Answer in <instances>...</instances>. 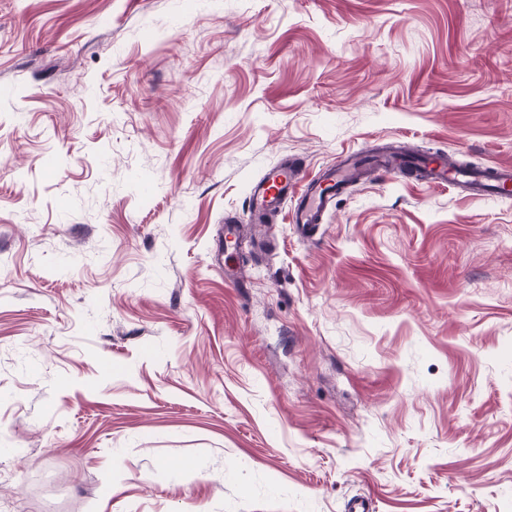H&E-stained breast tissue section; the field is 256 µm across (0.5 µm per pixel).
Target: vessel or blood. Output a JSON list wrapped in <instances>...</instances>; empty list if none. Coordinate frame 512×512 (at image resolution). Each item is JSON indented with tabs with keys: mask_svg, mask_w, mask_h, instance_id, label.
<instances>
[{
	"mask_svg": "<svg viewBox=\"0 0 512 512\" xmlns=\"http://www.w3.org/2000/svg\"><path fill=\"white\" fill-rule=\"evenodd\" d=\"M426 184H441L465 189L473 195L488 193L502 199L512 198V166H494L482 173L452 167L443 155L424 160ZM361 175L354 163L342 161L312 175L297 166L280 165L252 181L247 197L257 219L275 214L283 204H290L292 222L305 235L320 224L337 192Z\"/></svg>",
	"mask_w": 512,
	"mask_h": 512,
	"instance_id": "1",
	"label": "vessel or blood"
}]
</instances>
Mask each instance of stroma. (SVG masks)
I'll use <instances>...</instances> for the list:
<instances>
[{"label": "stroma", "instance_id": "obj_1", "mask_svg": "<svg viewBox=\"0 0 512 512\" xmlns=\"http://www.w3.org/2000/svg\"><path fill=\"white\" fill-rule=\"evenodd\" d=\"M402 143L512 164V0H0V512H512V199L247 211ZM361 175L354 162H338L313 176L299 166L282 164L269 169L247 188V197L259 220L275 214L290 199L292 223L303 235L321 224L323 216L345 185ZM300 187L295 197V189Z\"/></svg>", "mask_w": 512, "mask_h": 512}]
</instances>
